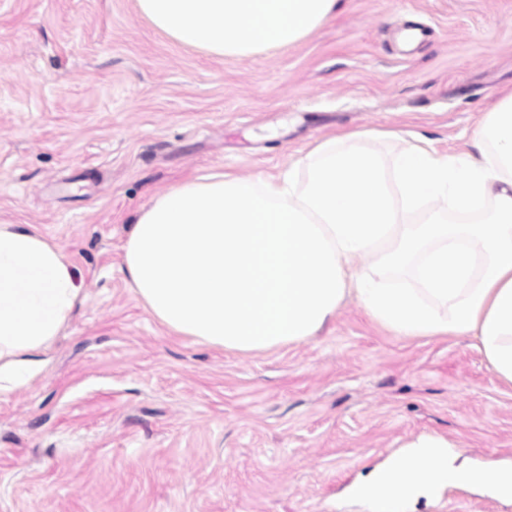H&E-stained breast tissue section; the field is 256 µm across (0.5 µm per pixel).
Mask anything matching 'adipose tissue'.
<instances>
[{"mask_svg": "<svg viewBox=\"0 0 512 512\" xmlns=\"http://www.w3.org/2000/svg\"><path fill=\"white\" fill-rule=\"evenodd\" d=\"M342 0H137L174 41L245 59L311 36ZM389 132L322 138L285 179L224 171L180 182L139 210L124 267L148 312L170 331L240 353L316 336L345 298L398 336L474 337L493 373L512 385V89L482 115L470 150L401 152L386 172L372 142ZM433 199L487 209L477 224L402 223ZM413 266L414 288L376 282L363 261ZM82 300L63 252L28 224L0 221V392L26 385ZM512 499V466L488 480L458 462L447 438L424 434L363 475L352 497L369 512H413L446 488Z\"/></svg>", "mask_w": 512, "mask_h": 512, "instance_id": "obj_1", "label": "adipose tissue"}]
</instances>
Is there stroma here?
Segmentation results:
<instances>
[{
  "label": "stroma",
  "mask_w": 512,
  "mask_h": 512,
  "mask_svg": "<svg viewBox=\"0 0 512 512\" xmlns=\"http://www.w3.org/2000/svg\"><path fill=\"white\" fill-rule=\"evenodd\" d=\"M508 88L512 0H345L247 59L182 46L136 0H0V220L83 281L45 369L0 396V512H365L352 482L433 432L512 464V386L473 338L397 336L350 297L314 339L243 355L169 332L123 263L133 215L184 179L273 178L331 133L459 153ZM453 501L512 512L464 488L416 509Z\"/></svg>",
  "instance_id": "stroma-1"
}]
</instances>
